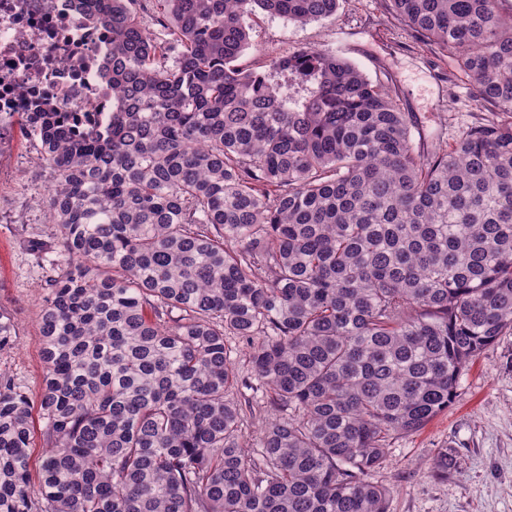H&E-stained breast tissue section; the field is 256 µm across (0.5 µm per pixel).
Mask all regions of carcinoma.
Here are the masks:
<instances>
[{"mask_svg": "<svg viewBox=\"0 0 512 512\" xmlns=\"http://www.w3.org/2000/svg\"><path fill=\"white\" fill-rule=\"evenodd\" d=\"M99 2L112 121L36 117L69 262L38 314L37 399L0 372V512H387L368 475L391 436L512 332V16L384 0L494 109L448 149L341 57L272 60L301 102L238 64L256 11L307 23L342 0H152L156 34L141 0ZM15 336L0 307V350ZM228 336L276 412L254 454ZM34 429L32 434V449H31V472L33 479L37 480L39 473V465L41 458L44 454L45 444L41 435L42 423L39 420L38 412L33 411Z\"/></svg>", "mask_w": 512, "mask_h": 512, "instance_id": "1", "label": "carcinoma"}]
</instances>
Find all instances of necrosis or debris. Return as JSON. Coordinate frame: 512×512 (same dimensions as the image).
Instances as JSON below:
<instances>
[{
    "instance_id": "1",
    "label": "necrosis or debris",
    "mask_w": 512,
    "mask_h": 512,
    "mask_svg": "<svg viewBox=\"0 0 512 512\" xmlns=\"http://www.w3.org/2000/svg\"><path fill=\"white\" fill-rule=\"evenodd\" d=\"M94 0H0V204L15 166L16 133L38 132L35 112H52L94 128L112 110L103 64L112 35L93 23Z\"/></svg>"
}]
</instances>
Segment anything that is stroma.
<instances>
[{
	"label": "stroma",
	"mask_w": 512,
	"mask_h": 512,
	"mask_svg": "<svg viewBox=\"0 0 512 512\" xmlns=\"http://www.w3.org/2000/svg\"><path fill=\"white\" fill-rule=\"evenodd\" d=\"M250 25V46L240 58L246 69L269 72L279 54L311 47L340 56L389 88L403 111L420 117L425 133H440L451 145L490 115L453 57L391 21L383 0H342L335 15L306 24L260 12ZM18 150L23 164L12 205L0 214V305L13 316L16 338L0 351V370L34 396L43 378L37 314L67 256L32 200L45 173L30 163V143ZM33 238L47 241L49 252L27 250ZM443 452L452 461L444 476L433 469ZM369 479L390 489L388 512H512V334L469 364L446 411L422 430L389 440L385 463Z\"/></svg>",
	"instance_id": "stroma-1"
}]
</instances>
